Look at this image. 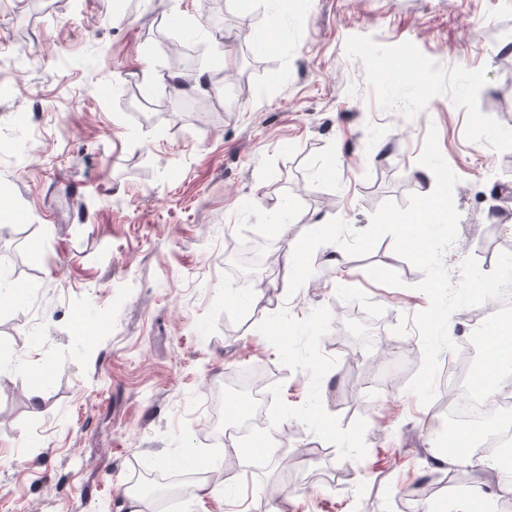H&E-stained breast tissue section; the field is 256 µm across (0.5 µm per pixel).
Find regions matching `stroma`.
Here are the masks:
<instances>
[{"label": "stroma", "instance_id": "1", "mask_svg": "<svg viewBox=\"0 0 512 512\" xmlns=\"http://www.w3.org/2000/svg\"><path fill=\"white\" fill-rule=\"evenodd\" d=\"M0 69V512H116L188 456L217 492L145 512H512L464 467L415 486L454 390L424 405L383 373L386 350L421 366L430 304L393 237L336 265L320 246L293 295L286 263L332 218L431 194L432 128L459 178L452 281L512 251V0H0ZM258 237L277 273L244 286L228 259ZM510 325L512 297L448 331ZM255 368L259 466L206 428Z\"/></svg>", "mask_w": 512, "mask_h": 512}]
</instances>
